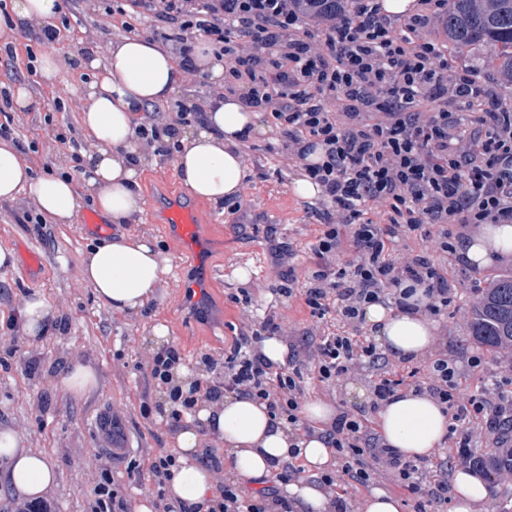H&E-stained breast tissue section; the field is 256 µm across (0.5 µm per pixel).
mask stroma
<instances>
[{
	"instance_id": "1",
	"label": "stroma",
	"mask_w": 512,
	"mask_h": 512,
	"mask_svg": "<svg viewBox=\"0 0 512 512\" xmlns=\"http://www.w3.org/2000/svg\"><path fill=\"white\" fill-rule=\"evenodd\" d=\"M111 3L71 0L64 19L58 22L56 42L47 46L34 36L21 38L14 57L0 56V86H27L40 103L39 109L23 113L18 122L0 113V124L10 125L34 173H43L53 154L62 157L64 170L73 166L74 150L69 146L60 144L47 150V129L78 124L79 112H59L55 104L80 102L76 89L90 76L72 60L83 45L86 27L95 24L111 32L112 15L107 10ZM50 50L60 64L57 79L48 83L39 78L34 61ZM255 146L261 164L250 167L239 200L249 224L244 236L232 228L228 205L195 196L179 180L167 156L143 171L140 195L144 208L125 226L108 223L103 216L94 227L80 222L21 224L16 217L22 212L23 199L0 201V247L13 250L18 260L13 270L0 271V426L10 427L23 447L43 452L57 470L60 482L52 496L56 512H86L93 486L87 480L84 461L90 456L110 458L103 442L108 423L124 449L121 458L110 459L115 479L131 501L150 497L153 487L148 480L128 481L126 469L134 462L145 463L147 450L170 445L166 423L147 421L140 414L145 382L133 370L136 362L156 351L151 337L156 322L166 323L170 345L179 348L183 366L192 370L197 369L202 354L223 358L245 309L276 312L287 326L300 331L310 327L311 316L301 300L285 297L281 290L290 284L303 288L314 265L313 239L306 224L308 209L318 201L294 195L292 182L299 172L280 159L278 133L256 139ZM165 196L193 201L206 224V255L216 273L205 294L206 312L202 315L180 293L189 256H177L164 226L151 220L150 203ZM120 231L148 238L171 259V271L164 277L156 305L129 317L100 307L92 289L80 282V263L86 251ZM274 241L290 249L285 264H277L271 255ZM30 251L42 259L41 269L33 277L26 276L22 265ZM242 268L249 270L256 288L247 305L236 297ZM487 273L484 267L456 268L455 291L443 318L448 326V351L457 355L468 350L482 358L476 368L461 364L463 393H479L484 383L499 380L503 392L512 397V347L492 351L477 345L469 334L475 281ZM36 292L47 298L58 328L50 336L33 340L19 332L15 321L20 297ZM33 347L42 354L34 372L26 363V353ZM75 356L93 365L100 376L98 388L83 397L63 394L54 386L57 372Z\"/></svg>"
}]
</instances>
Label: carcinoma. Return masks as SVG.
<instances>
[{"instance_id": "cac0c4a2", "label": "carcinoma", "mask_w": 512, "mask_h": 512, "mask_svg": "<svg viewBox=\"0 0 512 512\" xmlns=\"http://www.w3.org/2000/svg\"><path fill=\"white\" fill-rule=\"evenodd\" d=\"M443 27L448 43L478 46L512 93V0H448ZM469 332L479 345H512V270L477 284ZM493 477L512 474V448H496L477 458Z\"/></svg>"}]
</instances>
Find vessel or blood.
Returning a JSON list of instances; mask_svg holds the SVG:
<instances>
[{"label":"vessel or blood","instance_id":"1","mask_svg":"<svg viewBox=\"0 0 512 512\" xmlns=\"http://www.w3.org/2000/svg\"><path fill=\"white\" fill-rule=\"evenodd\" d=\"M161 215L180 252L190 254L193 258L194 277L184 284L183 290L188 293L195 311H202V290L212 277V269L205 259V244L200 233L201 221L197 211L192 204L172 196L165 202Z\"/></svg>","mask_w":512,"mask_h":512}]
</instances>
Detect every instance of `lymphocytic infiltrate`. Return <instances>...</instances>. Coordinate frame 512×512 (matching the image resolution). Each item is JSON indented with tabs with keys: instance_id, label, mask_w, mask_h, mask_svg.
I'll list each match as a JSON object with an SVG mask.
<instances>
[{
	"instance_id": "obj_1",
	"label": "lymphocytic infiltrate",
	"mask_w": 512,
	"mask_h": 512,
	"mask_svg": "<svg viewBox=\"0 0 512 512\" xmlns=\"http://www.w3.org/2000/svg\"><path fill=\"white\" fill-rule=\"evenodd\" d=\"M446 0H416L406 18L384 12L382 0H343L320 8L316 0H118L112 35L143 36L169 54L186 75H197L194 49L207 42L224 61V85L174 105L142 107L136 118L146 150L171 152L180 128L204 118L208 100L238 95L279 129L280 154L320 189L314 214V270L300 296L315 321L314 337L296 343L284 322L254 313L238 327L223 360L203 355V374L189 389L171 383L177 348L137 363L145 381L168 391L169 431L199 400L247 395L295 434L308 382L334 392L343 375L368 373L370 408L344 411L321 433L335 448L342 472L357 484L386 475L417 500V512L448 500V477L433 464L405 460L371 426L369 411L409 390L429 394L450 416L449 432L460 448L473 429H497L512 418V398L461 394L458 357L447 348L429 354L423 369L391 374L389 362L363 329L367 304L388 303L435 320L448 310V265L453 242L472 224L512 223V108L497 79L471 65L453 64L440 24ZM323 160L309 162L315 148ZM429 255L403 257L411 237ZM428 297L412 303L416 287ZM288 347L285 364L262 354L265 338ZM177 452L150 449L147 468L157 492L154 512H182L165 493ZM300 472L295 464L275 473V485L247 491L225 472L210 512H289L277 483ZM88 512H133L108 461L92 475Z\"/></svg>"
}]
</instances>
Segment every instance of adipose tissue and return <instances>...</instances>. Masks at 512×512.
<instances>
[{"label":"adipose tissue","instance_id":"1","mask_svg":"<svg viewBox=\"0 0 512 512\" xmlns=\"http://www.w3.org/2000/svg\"><path fill=\"white\" fill-rule=\"evenodd\" d=\"M79 65L93 79L84 90L82 121L94 141L84 154L80 181L66 175L34 173L17 147L0 143V200L23 197L35 203L53 223H75L83 201L127 224L141 211L138 192L145 168L156 166V155L143 151L135 133V115L147 104L162 105L177 95L184 82L172 58L146 39L113 43L107 57L82 55ZM269 134L261 113L230 96L208 108L201 123L185 129L173 158L182 183L213 203L237 195L247 166L233 148L241 133ZM456 256L480 267L512 256V224H485L478 234L461 239ZM170 260L145 238L121 234L100 242L81 260L80 279L92 288L99 304L112 313L140 311L156 295ZM364 321L383 351L400 359L417 356L432 345L436 322L381 303L368 304ZM380 436L408 458L430 457L448 433V416L430 396L399 394L376 414ZM224 443L233 474L243 481L272 475L283 464L299 461L307 477L281 484L291 512H335L320 484L322 473L336 465V451L326 439L296 437L273 419L253 398L228 394L217 402H200L187 414L173 438L177 465L167 489L190 512H209L215 494L214 471L201 453L202 433ZM0 483L19 501L53 493L59 478L45 455L22 447L11 428H0ZM452 512H480L489 496L482 473L461 468L453 474Z\"/></svg>","mask_w":512,"mask_h":512}]
</instances>
